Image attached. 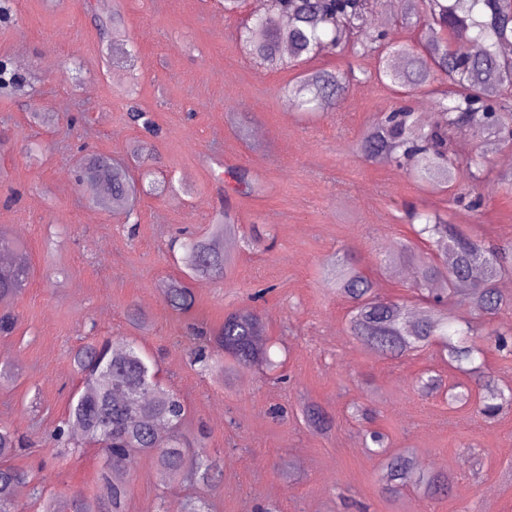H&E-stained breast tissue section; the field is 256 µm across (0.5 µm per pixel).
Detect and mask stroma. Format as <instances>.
Wrapping results in <instances>:
<instances>
[{
    "mask_svg": "<svg viewBox=\"0 0 512 512\" xmlns=\"http://www.w3.org/2000/svg\"><path fill=\"white\" fill-rule=\"evenodd\" d=\"M9 8L0 58L18 64L27 85L0 94V135L9 138L0 151V227L32 264L23 295L0 301L18 318L16 332L0 336V364L19 370L0 386V423L28 441L15 464L58 500L99 495L98 448L57 449L48 434L80 385L74 351L108 338L159 358L164 383L187 406L182 435L223 457L212 512H255L268 502L279 512H512V409L487 421L451 408L445 396H422L415 382L425 370L455 381L436 348L398 360L369 354L347 332L348 303L318 276L327 256L347 253L384 293L411 299V274L380 262L411 238L412 205L447 208L466 233L512 243L502 152L491 154L477 210L460 199V186L431 188L409 170L365 160L356 142L366 125L404 101L431 104V96H404L376 80L374 56L339 52L305 68L353 70L343 99L301 114L285 88L305 68L269 67L239 39L242 24L261 12L257 0H242L234 15L224 0H9ZM111 8L134 49L125 65L108 56ZM134 110L159 127L155 172L175 191L142 198L131 223L123 211L86 205L74 162L83 151L126 158L145 136ZM35 111L53 122L34 124ZM236 166L258 174L262 196L236 190L228 175ZM226 205L238 221L227 250L234 267L225 279L190 281L192 313L177 315L161 288L180 274L168 244L181 230L206 234ZM248 304L262 316L287 383L249 369L224 379L191 362V349L206 342L191 325L218 329L227 311ZM135 309L145 329L130 322ZM304 398L334 418L330 434L303 424ZM366 403L391 448L416 449L419 461L453 477L452 496L383 492L381 458L365 448L364 423L352 415ZM124 478L125 512H157L160 497L193 491L162 483L147 457Z\"/></svg>",
    "mask_w": 512,
    "mask_h": 512,
    "instance_id": "35a3bbf8",
    "label": "stroma"
}]
</instances>
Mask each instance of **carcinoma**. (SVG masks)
I'll return each mask as SVG.
<instances>
[{
  "instance_id": "1",
  "label": "carcinoma",
  "mask_w": 512,
  "mask_h": 512,
  "mask_svg": "<svg viewBox=\"0 0 512 512\" xmlns=\"http://www.w3.org/2000/svg\"><path fill=\"white\" fill-rule=\"evenodd\" d=\"M404 20L425 22L432 32L417 46L387 42L372 34L358 41L355 51L375 55L379 60L377 80L388 81L406 92L423 90L435 96L437 112L424 124L417 112L400 106L373 121L360 137L364 157L384 156L400 168L413 170L430 186L448 187L460 178L468 179L470 207L482 206L477 194L488 163V149L468 147L462 132L480 126L487 144L512 147V59L501 46L512 43V0H405ZM349 30L336 23L334 0H273L267 12L246 29L244 42L249 54L271 66L282 64V46L299 64L326 53L344 49ZM349 80L339 72L316 70L302 74L288 85V101L304 111L335 106L348 88ZM237 188L249 196L265 191L253 171L244 166L228 170ZM144 169L134 175L129 165L105 154L83 161L78 185L95 208L109 211L132 207L136 199L157 191ZM417 240L447 251L452 260H436L420 253L416 245L398 244L384 259V266L404 264L412 268L411 290L422 304L420 318L410 321L406 305L379 292L356 260L331 256L322 265L321 277L349 303V335L378 356L397 359L434 344L448 368L475 380L474 411L487 419L497 417L504 405L512 404V385L501 382L488 368L486 350L471 343L473 335L492 338L493 349L504 359L512 356V324L495 323L502 311L512 307V295L498 285L512 276V243L494 245L474 238L448 223L443 208L413 209ZM235 233L231 217L223 213L211 225L209 235L188 238L180 243L184 275L226 278L233 260L220 242ZM0 253L11 260L0 264V299L22 294L31 276L28 252L6 233L0 232ZM168 305L178 313L194 306V296L179 279L163 289ZM465 303L474 311V320L453 328L454 305ZM264 324L256 309L235 308L224 316L215 332L216 353L199 347L194 352L199 370L224 375L247 367L267 373L275 364L268 346L260 340ZM81 374L67 418L56 424L50 439L58 447L80 448L92 444L101 448L104 467L100 474L102 491L89 500L73 496L70 512H124L130 494L126 481L112 479L117 467L129 468L139 456L152 458L156 471L166 483H189L208 491L218 487L223 459L189 452L192 445L180 438L186 418L181 399L165 387L160 369L136 347L116 350L106 341L87 344L73 354ZM426 395L439 390L442 379L430 372L416 381ZM304 423L313 431L327 434L332 417L320 406L305 402L300 408ZM376 454L383 459L384 490L395 493L412 487L431 498L446 497L452 490L447 474L423 471L415 449L392 452L385 435L369 431ZM23 439L17 430L0 423V512H13L15 492L29 488L33 499L42 502V512H56L54 497L45 496L41 485L24 469L12 463ZM158 512H212L209 501L200 495L176 500L160 499Z\"/></svg>"
}]
</instances>
